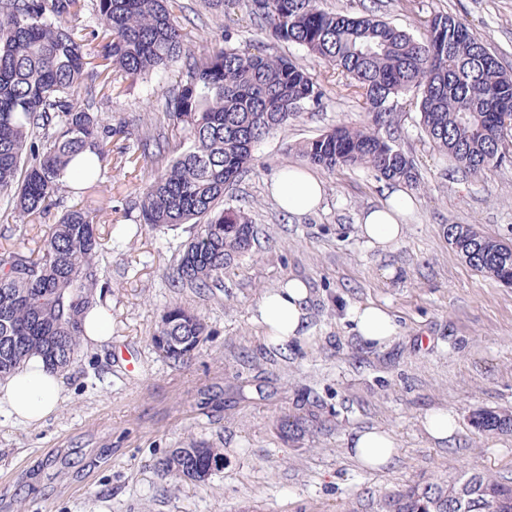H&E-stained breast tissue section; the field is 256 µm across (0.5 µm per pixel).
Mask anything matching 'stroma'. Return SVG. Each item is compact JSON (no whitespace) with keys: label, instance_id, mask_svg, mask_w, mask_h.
<instances>
[{"label":"stroma","instance_id":"1","mask_svg":"<svg viewBox=\"0 0 512 512\" xmlns=\"http://www.w3.org/2000/svg\"><path fill=\"white\" fill-rule=\"evenodd\" d=\"M183 3L178 21L191 49L232 29L237 45L300 62L327 97L256 144L254 167L225 194V205L249 209L259 243L209 293L169 286L193 225L169 230L138 221L151 168L127 159L106 167L97 198L111 208L100 216L99 264L111 284L112 340L81 346L63 374L55 415L36 426L0 416V512H381L386 496L415 481H444L471 467L512 478V433H482L470 422L480 409L512 412V285L471 268L447 239L449 225L470 224L512 243V158L480 176L462 173L432 146L404 96L387 132L419 178L402 241L382 252L359 236L361 213L390 186L365 168H314L325 186L322 204L285 215L269 194L272 175L302 165L297 149L305 141L370 118L357 99L337 93L328 62L261 30L249 0H231L217 13L199 0ZM319 5L375 13L418 40L430 15H453L512 72V0ZM181 77L176 65L148 82L119 83L95 110L138 132L144 118L163 120L165 95ZM288 277L311 288L309 333L277 352L265 347L254 314L262 293ZM366 302L385 306L394 320L386 346H365L344 318L348 305ZM174 303L197 311L209 330L177 366L151 342ZM308 396L323 402L320 427L285 437L281 421L307 415ZM434 409L457 421L442 444L423 428ZM366 426L397 441L385 471L363 469L346 451L352 431ZM192 439L223 449L224 467L204 483L174 486L159 463Z\"/></svg>","mask_w":512,"mask_h":512}]
</instances>
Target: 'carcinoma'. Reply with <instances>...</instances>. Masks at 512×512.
Listing matches in <instances>:
<instances>
[{
    "label": "carcinoma",
    "mask_w": 512,
    "mask_h": 512,
    "mask_svg": "<svg viewBox=\"0 0 512 512\" xmlns=\"http://www.w3.org/2000/svg\"><path fill=\"white\" fill-rule=\"evenodd\" d=\"M251 14L274 40L328 61L336 87L356 95L371 115L362 127L336 126L299 146L309 164L329 172L366 168L418 186L412 161L380 130L393 120L390 102L413 94L434 147L465 174L507 160L512 137V72L465 23L443 14L424 20L426 39L394 24L321 9L318 0H250ZM179 0H0V220L35 224L57 206L75 166L78 193L98 192L112 137L80 103L88 42L102 40L95 76L112 88L117 75L139 82L185 61V74L165 102L172 128L189 146L157 170L140 201L139 223L193 224L171 281L197 292L221 288L224 272L251 251L255 226L245 209L224 207V194L253 163V148L272 131L319 106L324 89L298 63L251 53L235 33L196 53L175 20ZM90 13L95 25L80 23ZM140 158L157 163L165 135H138ZM95 210L60 214L37 249L0 253V376L32 354L63 373L84 335L83 318L110 284L100 277L102 238ZM448 243L474 270L512 284V246L469 224L448 225ZM209 335L204 319L167 307L151 341L173 364L187 360ZM484 433L512 432V414L482 409L471 416ZM216 448L189 441L161 462L174 484L201 483L223 463ZM384 512H512V480L471 468L445 482H419L384 503Z\"/></svg>",
    "instance_id": "1"
}]
</instances>
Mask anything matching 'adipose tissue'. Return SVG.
Returning a JSON list of instances; mask_svg holds the SVG:
<instances>
[{
    "label": "adipose tissue",
    "mask_w": 512,
    "mask_h": 512,
    "mask_svg": "<svg viewBox=\"0 0 512 512\" xmlns=\"http://www.w3.org/2000/svg\"><path fill=\"white\" fill-rule=\"evenodd\" d=\"M269 193L280 209L293 216L313 212L321 203L324 184L306 169L288 166L279 170L268 184ZM415 208L409 191L394 187L382 204L363 211L358 233L371 247L391 249L405 234L406 220ZM311 292L306 281L291 277L265 291L257 304V320L265 332L267 347L287 350L303 339L308 325ZM353 332L365 344L382 347L396 334V327L382 306L367 303L348 308ZM63 397L60 373L48 369L34 356L23 367L0 379V414L24 424L43 422L56 413ZM350 455L365 467L389 465L397 453L394 436L381 428L353 431L348 440Z\"/></svg>",
    "instance_id": "adipose-tissue-1"
}]
</instances>
